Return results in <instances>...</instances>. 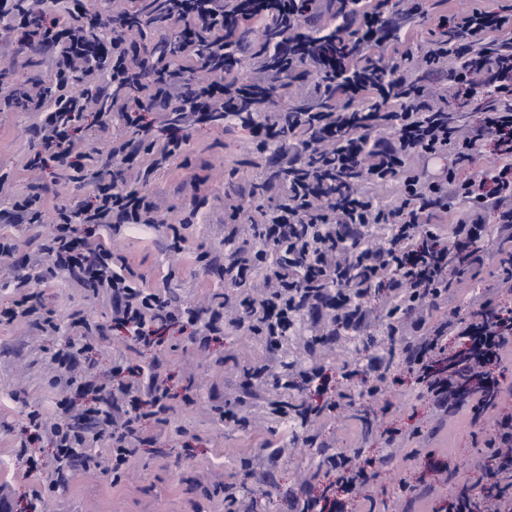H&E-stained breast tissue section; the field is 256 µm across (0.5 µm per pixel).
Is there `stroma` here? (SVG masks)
<instances>
[{"mask_svg": "<svg viewBox=\"0 0 512 512\" xmlns=\"http://www.w3.org/2000/svg\"><path fill=\"white\" fill-rule=\"evenodd\" d=\"M34 54L21 33H13L0 49V79L8 84H52V73L33 63ZM36 130L33 113H0V171L11 172L15 193L41 192L50 211L88 200L91 187L63 183L50 168L37 177L25 170ZM274 168V158L258 153L245 133L222 124H200L190 131L182 153L168 168L154 172L146 186L169 224L186 222L181 251L170 248L169 224L116 237L105 231L100 239L126 255L145 275L147 286H164L174 302H198L214 294L236 299L238 291L226 282L222 260L232 250L224 242L225 195L238 193L244 199V216L262 222L271 200L253 198L251 191ZM50 230L47 223L0 221V236L23 241L16 259L24 263L25 277L33 279V291L42 292L55 323L54 330L44 332L35 325L0 321V498L10 501L12 512H229L224 503L228 482L239 484L242 494L255 499V512H291L295 495L318 493L329 482L316 472L323 447L361 448L374 458L377 476L371 495L379 512H448V500L483 438L469 406L435 414L427 401L410 396L400 369L377 404L358 401L344 414L327 412L307 423V430L318 435L319 447H290L289 429L282 424L278 407L303 401L308 391L260 388L247 382L245 373L265 365L283 373L285 356L304 352L300 337L283 339L281 349L274 352L262 337L230 327L203 343L170 326L161 330L157 345L144 348L113 326L109 299L66 279L41 288L42 271L29 261L31 242ZM202 251L215 257L204 271L194 261ZM482 253V263L467 267L465 277L454 283L445 309L433 311V319L448 310L467 313L473 296L496 282L503 258L497 242L483 243ZM81 318L99 330L91 339V351L76 356L77 369L106 376L119 359L134 368H158L175 393L189 387L195 394L192 405L175 402L166 423L146 421V431L156 441L142 447L117 484L111 475L84 470L78 463L68 468L65 482H57L51 464L55 450L46 437L32 439L27 450L18 447L28 413L53 414L62 398L51 381V357L79 337ZM361 358V353L349 351L343 338L321 350L318 365L329 391L356 392V381L341 379L337 370ZM218 407L231 409L234 420H217ZM365 413L371 420L367 426L361 422ZM416 425L421 426V435L408 441L395 458L384 460L382 430ZM31 455L45 462L42 472L27 474ZM405 484L414 486V494H402Z\"/></svg>", "mask_w": 512, "mask_h": 512, "instance_id": "35a3bbf8", "label": "stroma"}]
</instances>
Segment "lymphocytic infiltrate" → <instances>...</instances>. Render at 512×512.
<instances>
[{
	"label": "lymphocytic infiltrate",
	"instance_id": "obj_1",
	"mask_svg": "<svg viewBox=\"0 0 512 512\" xmlns=\"http://www.w3.org/2000/svg\"><path fill=\"white\" fill-rule=\"evenodd\" d=\"M406 2L392 14L388 0H141L155 26L180 23L193 40L209 44L201 62L208 77L195 83L185 70L141 54L130 39L128 12L113 13L100 35L70 11L68 0H0V23L9 25L31 13L70 14L63 26L44 21L24 29L55 85L0 84V112L39 116L28 167L50 165L59 179L94 187L91 200L76 210L61 206L46 216L40 195L32 193L6 211L13 224L51 221L36 250L43 282L69 277L111 296L113 324L145 347L154 346L166 325L191 329L204 341L218 334L210 308L173 304L162 289L146 287L125 256L79 232L95 225L116 233L158 228V206L143 189L115 181L117 166L145 154L149 170L162 168L196 125L224 120L278 161L270 182L279 193L265 223L246 219L233 203L225 210L226 239L235 245L225 267L229 282L237 284L247 270L261 284L257 296L236 306L235 326L276 345L285 325L301 336L317 335L318 327L305 321L313 312H324L330 329L358 334L379 320L385 335L406 347L407 369L437 412L448 413L467 396L476 414L495 403L505 391L498 378L503 359L512 354V304L488 288L470 314L454 312L433 325L425 316L448 300L449 247L512 243V41L498 37L512 28V6L435 15L437 35L415 75L408 66L412 49L387 58L374 53L422 13V0ZM321 10L332 13L335 26L319 37L303 32V22ZM249 19L276 37L272 52L254 53V74L242 80L238 47L225 43L224 32ZM437 72L457 98L487 86L478 123L461 125L434 97L426 78ZM301 74L313 75L315 95L332 99V106L266 111L285 81ZM89 111L100 119L119 117L131 131L99 153L91 170L77 136ZM485 148L493 163L467 172ZM432 159L445 160V167L424 169ZM270 182L260 183V192H268ZM376 292L384 298L377 309L368 304ZM385 358L370 349L365 365L340 367L342 377H360L359 400L373 402ZM122 371L114 365L111 383L83 387L97 406L93 430L78 426L73 400L58 403L56 422L28 416L63 458L80 457L89 466L95 463L89 438L107 440L116 480L137 453L140 419L161 422L170 410L165 377L152 371L141 383L125 380ZM373 466L361 450L331 452L320 467L334 483L321 497L298 496L294 512H347L345 496L359 491ZM448 512H512V416L494 421Z\"/></svg>",
	"mask_w": 512,
	"mask_h": 512
}]
</instances>
